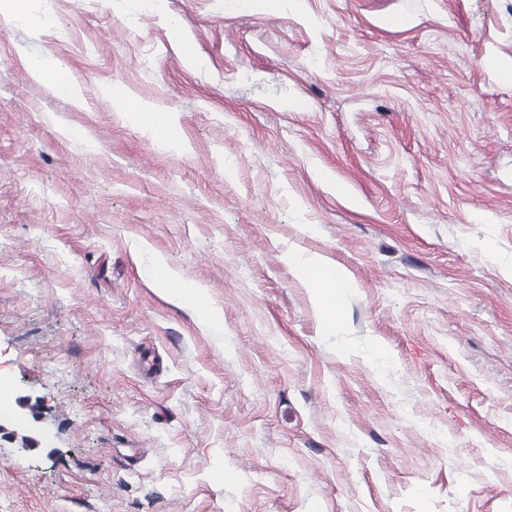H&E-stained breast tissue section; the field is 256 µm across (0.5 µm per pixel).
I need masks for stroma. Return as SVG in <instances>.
Masks as SVG:
<instances>
[{"label": "stroma", "instance_id": "1", "mask_svg": "<svg viewBox=\"0 0 512 512\" xmlns=\"http://www.w3.org/2000/svg\"><path fill=\"white\" fill-rule=\"evenodd\" d=\"M15 6L0 381L46 438L0 512H512V0ZM56 69L54 61L50 58H41L32 64V73L40 79L50 80V82H53L54 90L58 95L67 97L71 100H77L78 92L74 86L61 79H52ZM283 260L302 273L328 325L335 326L340 321L343 297L354 286L350 275L340 269L330 271L328 259L321 255L304 257L289 250L284 253ZM149 267L150 279L155 288H160L165 295L175 300L186 301L199 306L210 324L223 325V310L208 304L204 288L180 280L178 274L168 267L165 259L161 256H153ZM176 282L179 283L178 288H172Z\"/></svg>", "mask_w": 512, "mask_h": 512}]
</instances>
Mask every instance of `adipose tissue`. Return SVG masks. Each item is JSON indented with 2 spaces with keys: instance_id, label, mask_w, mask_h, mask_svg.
<instances>
[{
  "instance_id": "ef3b65f1",
  "label": "adipose tissue",
  "mask_w": 512,
  "mask_h": 512,
  "mask_svg": "<svg viewBox=\"0 0 512 512\" xmlns=\"http://www.w3.org/2000/svg\"><path fill=\"white\" fill-rule=\"evenodd\" d=\"M283 260L302 273L328 325H336L340 320L342 300L353 286L350 275L340 269L330 270L328 259L321 255L304 257L289 251L284 253ZM150 279L165 295L199 306L210 324L217 326L223 324V310L208 304L205 289L196 284L181 281L177 273L168 267L163 257L153 256L150 264Z\"/></svg>"
}]
</instances>
